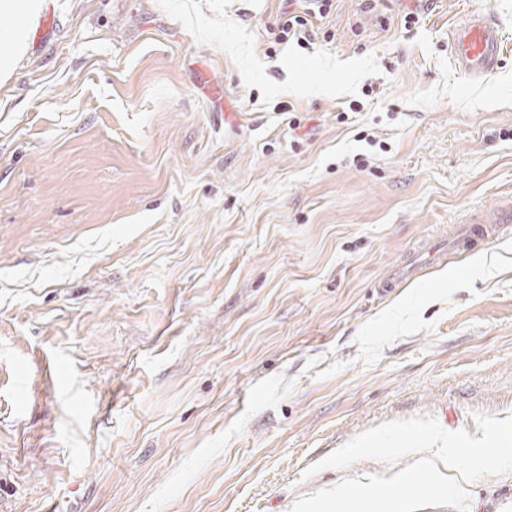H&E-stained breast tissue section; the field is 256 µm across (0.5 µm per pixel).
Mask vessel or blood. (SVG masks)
Wrapping results in <instances>:
<instances>
[{
  "mask_svg": "<svg viewBox=\"0 0 512 512\" xmlns=\"http://www.w3.org/2000/svg\"><path fill=\"white\" fill-rule=\"evenodd\" d=\"M449 56L465 79L477 82L498 69L504 54V33L495 16L480 10L468 14L449 31ZM512 226V210L502 211L495 228L472 225L457 235L452 251H469L474 243L490 238L492 232H503Z\"/></svg>",
  "mask_w": 512,
  "mask_h": 512,
  "instance_id": "b4317fda",
  "label": "vessel or blood"
}]
</instances>
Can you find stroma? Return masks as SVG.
Listing matches in <instances>:
<instances>
[{"label": "stroma", "mask_w": 512, "mask_h": 512, "mask_svg": "<svg viewBox=\"0 0 512 512\" xmlns=\"http://www.w3.org/2000/svg\"><path fill=\"white\" fill-rule=\"evenodd\" d=\"M39 3L20 53L0 12V512H289L417 460L316 470L369 428L512 413V233L377 292L512 206V46L448 55L512 0H334L305 48L284 0ZM504 39L503 30L490 11L472 12L449 31L451 62L465 79L481 81L501 64Z\"/></svg>", "instance_id": "obj_1"}]
</instances>
